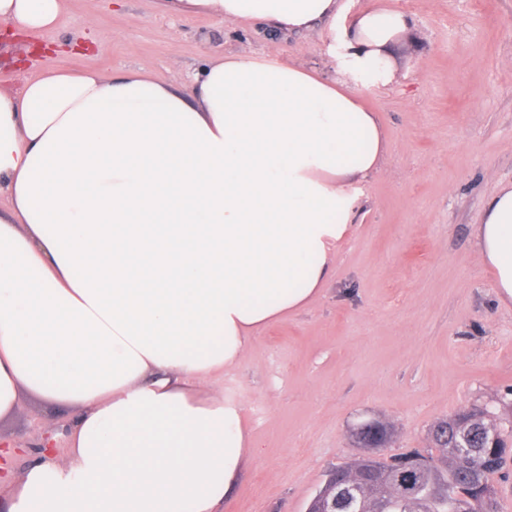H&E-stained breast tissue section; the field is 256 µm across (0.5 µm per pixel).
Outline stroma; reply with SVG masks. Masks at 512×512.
Instances as JSON below:
<instances>
[{"instance_id":"35a3bbf8","label":"stroma","mask_w":512,"mask_h":512,"mask_svg":"<svg viewBox=\"0 0 512 512\" xmlns=\"http://www.w3.org/2000/svg\"><path fill=\"white\" fill-rule=\"evenodd\" d=\"M409 17L396 80L363 91L388 151L361 185L362 209L322 295L258 331L224 394L241 402L257 445L226 512H306L335 467L361 450L353 428H394L387 454L426 451L439 420L479 406L512 418V305L501 304L478 254L484 200L512 183V0H384ZM89 51L33 55L0 37V88L62 67L150 77L189 89L214 55H245L335 76L327 26L276 39L258 24L171 15L159 0H66L44 39L84 37ZM71 408L21 394L0 419L18 445L1 472L20 479L26 447L54 437Z\"/></svg>"}]
</instances>
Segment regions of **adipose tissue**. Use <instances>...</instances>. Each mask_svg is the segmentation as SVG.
<instances>
[{
	"mask_svg": "<svg viewBox=\"0 0 512 512\" xmlns=\"http://www.w3.org/2000/svg\"><path fill=\"white\" fill-rule=\"evenodd\" d=\"M167 12L288 35L341 0H163ZM64 0H0L52 30ZM343 74L210 58L190 92L138 69L52 68L0 89V417L21 391L74 409L69 453H32L8 512H220L255 455L218 387L254 334L336 270L388 142L359 92L392 83L401 12L355 15ZM512 302V184L475 229Z\"/></svg>",
	"mask_w": 512,
	"mask_h": 512,
	"instance_id": "1",
	"label": "adipose tissue"
}]
</instances>
